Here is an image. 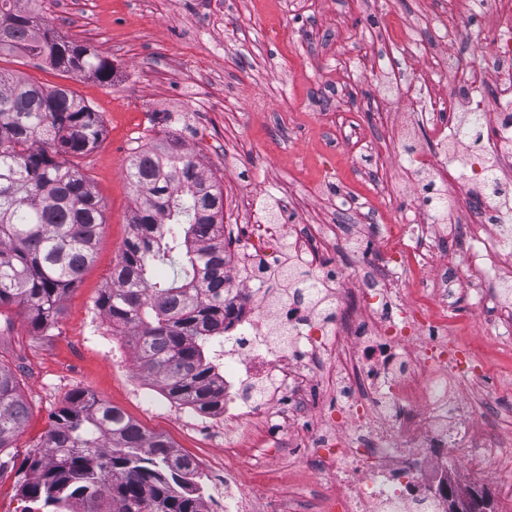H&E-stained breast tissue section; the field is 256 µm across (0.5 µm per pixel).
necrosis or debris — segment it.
I'll use <instances>...</instances> for the list:
<instances>
[{
    "instance_id": "obj_1",
    "label": "necrosis or debris",
    "mask_w": 512,
    "mask_h": 512,
    "mask_svg": "<svg viewBox=\"0 0 512 512\" xmlns=\"http://www.w3.org/2000/svg\"><path fill=\"white\" fill-rule=\"evenodd\" d=\"M455 23L439 19L435 42L456 40L472 16L491 12L498 31L483 65L467 59L432 61L433 76L448 75V93L418 102L407 88L397 97L408 108L423 107L436 148L414 155V170L438 182L464 205L472 223L497 225L496 234L471 240L464 263L435 264L424 208L405 215L416 225L412 252L418 264L434 266L429 288L402 285L401 260L372 254L374 272L356 276L342 255L340 239L321 254L309 249L306 233L291 250L312 280L327 284L330 308L319 312L303 290L270 296L252 276L253 260L273 262L283 238L279 224H253L248 250L225 264L234 290L245 295L216 352L225 356L224 411L213 424L224 427V454L237 455L239 429L254 428L250 465L265 469L288 443H312L302 460L323 489L308 499L296 484L268 501L259 486L216 472V495L204 512H446L449 490L512 477V448L486 432V421L465 397H434V380L447 370L485 385L490 365L448 335V321L465 310L493 312L494 334L512 343V301L494 287L496 272L512 262V211L499 206L512 193V77L496 97L485 93L482 68L512 67V0H456ZM471 122L476 136L464 167L440 152L439 144ZM355 279L354 290L342 283Z\"/></svg>"
}]
</instances>
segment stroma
<instances>
[{
    "instance_id": "1",
    "label": "stroma",
    "mask_w": 512,
    "mask_h": 512,
    "mask_svg": "<svg viewBox=\"0 0 512 512\" xmlns=\"http://www.w3.org/2000/svg\"><path fill=\"white\" fill-rule=\"evenodd\" d=\"M49 26L96 49L112 64L104 83L93 71L59 72L22 54L0 67L84 99L103 135L81 162L105 208L93 262L70 289L51 330L36 333L17 308L0 311V360L16 369L29 420L14 450L16 469L0 475V512L24 506L19 464L40 453L51 416L78 390L122 409L167 437L206 470L224 465V442L205 434L192 411L170 403L145 379L132 349L96 305L112 281L136 196L125 169L133 148L176 135L200 166L224 185V230L237 241L248 223L379 224L375 251L401 247L396 225L426 196L428 175L413 153L433 144L415 113L391 99L388 73L419 76L422 54L468 57L496 27L474 17L455 44L429 39L443 0H39ZM413 22L421 55L391 45L388 15ZM379 63L377 84L365 69ZM456 342L491 365L488 386L505 399L488 408L502 441L512 418V345L491 336L484 319L455 321ZM272 460L255 481L268 495L294 481L310 495L318 475Z\"/></svg>"
}]
</instances>
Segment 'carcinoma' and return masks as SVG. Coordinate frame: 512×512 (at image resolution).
I'll list each match as a JSON object with an SVG mask.
<instances>
[{
    "label": "carcinoma",
    "mask_w": 512,
    "mask_h": 512,
    "mask_svg": "<svg viewBox=\"0 0 512 512\" xmlns=\"http://www.w3.org/2000/svg\"><path fill=\"white\" fill-rule=\"evenodd\" d=\"M20 0H0V55L21 52L103 82L112 63L62 37ZM99 113L65 87L0 69V311L47 331L93 261L103 206L76 159L98 144ZM130 232L98 306L140 371L175 404L207 416L224 404L214 341L238 295L224 274V191L171 137L136 152ZM160 266L172 269L156 276ZM19 377L0 362V474L28 418ZM21 486L37 512H203L197 462L88 391L52 418Z\"/></svg>",
    "instance_id": "1"
}]
</instances>
